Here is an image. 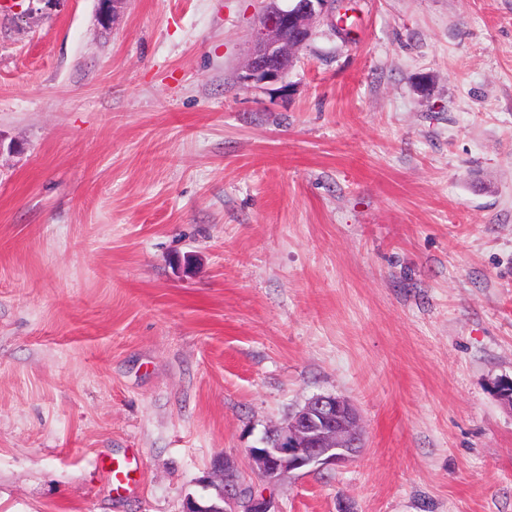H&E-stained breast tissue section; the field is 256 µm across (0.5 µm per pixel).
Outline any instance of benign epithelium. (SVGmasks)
<instances>
[{
  "label": "benign epithelium",
  "instance_id": "7a95c632",
  "mask_svg": "<svg viewBox=\"0 0 512 512\" xmlns=\"http://www.w3.org/2000/svg\"><path fill=\"white\" fill-rule=\"evenodd\" d=\"M97 19L108 26L125 0H97ZM261 26L253 35L251 55L242 80L266 83L281 79L293 63L295 53L312 37L314 23L323 19L336 29L338 0H266ZM363 433L358 411L343 396L317 394L281 427L261 439V446L247 449L251 468L271 484L297 471L338 466L360 452ZM222 506L207 505L206 499H186L183 512H274L271 498L261 494L246 500L238 464L228 455L220 458Z\"/></svg>",
  "mask_w": 512,
  "mask_h": 512
}]
</instances>
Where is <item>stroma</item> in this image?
Wrapping results in <instances>:
<instances>
[{
  "instance_id": "obj_1",
  "label": "stroma",
  "mask_w": 512,
  "mask_h": 512,
  "mask_svg": "<svg viewBox=\"0 0 512 512\" xmlns=\"http://www.w3.org/2000/svg\"><path fill=\"white\" fill-rule=\"evenodd\" d=\"M0 6V512H182L314 395L361 453L279 512H512V0ZM137 457L115 498L102 462ZM261 26L253 35L251 55L241 77L247 83L281 79L293 63L295 53L312 37L314 23L323 19L336 33L339 0H265ZM280 2H292L282 5Z\"/></svg>"
}]
</instances>
